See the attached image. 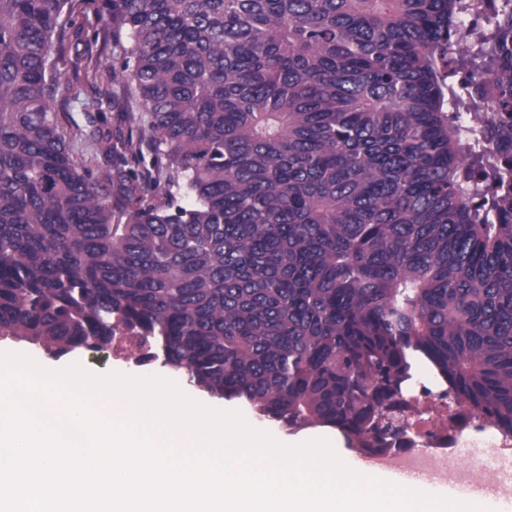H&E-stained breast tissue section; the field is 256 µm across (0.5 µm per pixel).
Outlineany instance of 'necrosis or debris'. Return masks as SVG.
I'll return each instance as SVG.
<instances>
[{"mask_svg": "<svg viewBox=\"0 0 512 512\" xmlns=\"http://www.w3.org/2000/svg\"><path fill=\"white\" fill-rule=\"evenodd\" d=\"M394 406L405 428L406 443L385 453V460L398 461L435 479L450 475L468 483L481 481L490 488L501 485L512 489V473L499 465L512 451V444L487 436L485 426L445 391L421 384L409 394L396 397ZM441 442L455 448H481L485 454L472 459L467 467L451 469L436 462L430 452Z\"/></svg>", "mask_w": 512, "mask_h": 512, "instance_id": "obj_1", "label": "necrosis or debris"}]
</instances>
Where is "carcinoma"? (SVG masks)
Wrapping results in <instances>:
<instances>
[{"mask_svg":"<svg viewBox=\"0 0 512 512\" xmlns=\"http://www.w3.org/2000/svg\"><path fill=\"white\" fill-rule=\"evenodd\" d=\"M85 2L0 0V337L65 355L129 326L196 389L367 456L423 363L512 439V10L104 0L129 46L86 85L133 86L181 205L139 141L107 147L115 194L68 149L48 64Z\"/></svg>","mask_w":512,"mask_h":512,"instance_id":"1","label":"carcinoma"}]
</instances>
